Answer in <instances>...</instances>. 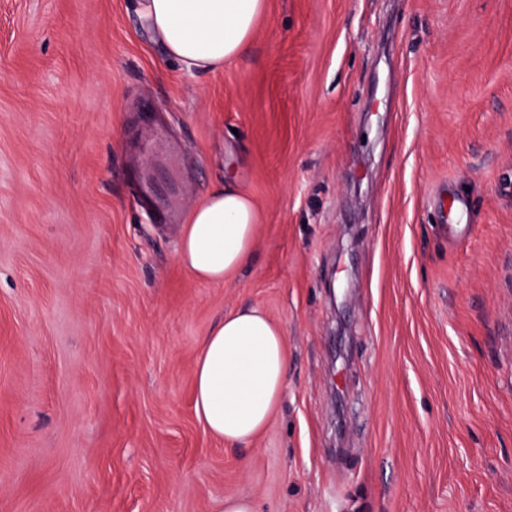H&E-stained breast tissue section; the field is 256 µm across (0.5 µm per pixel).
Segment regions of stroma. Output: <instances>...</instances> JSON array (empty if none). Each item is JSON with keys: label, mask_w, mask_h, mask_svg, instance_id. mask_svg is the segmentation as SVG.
<instances>
[{"label": "stroma", "mask_w": 512, "mask_h": 512, "mask_svg": "<svg viewBox=\"0 0 512 512\" xmlns=\"http://www.w3.org/2000/svg\"><path fill=\"white\" fill-rule=\"evenodd\" d=\"M227 178L257 239L177 258ZM465 201L460 238L443 216ZM255 306L288 386L252 443L193 408ZM512 512V0H267L191 77L129 0H0V512ZM256 231L252 198L223 180L189 208L178 259L199 281L223 284L249 263Z\"/></svg>", "instance_id": "1"}]
</instances>
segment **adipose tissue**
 Instances as JSON below:
<instances>
[{
	"label": "adipose tissue",
	"mask_w": 512,
	"mask_h": 512,
	"mask_svg": "<svg viewBox=\"0 0 512 512\" xmlns=\"http://www.w3.org/2000/svg\"><path fill=\"white\" fill-rule=\"evenodd\" d=\"M266 0H134L140 24L192 76L215 74L249 45ZM257 217L252 198L229 182L192 205L178 259L199 281L221 284L250 261ZM288 339L257 308L229 313L204 337L194 367L197 419L214 438L246 444L269 424L288 384Z\"/></svg>",
	"instance_id": "obj_1"
}]
</instances>
